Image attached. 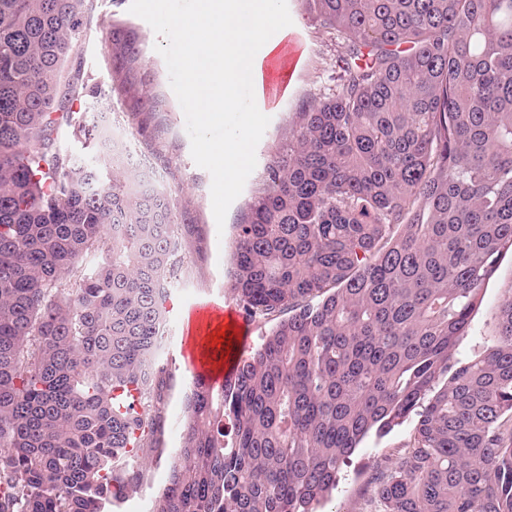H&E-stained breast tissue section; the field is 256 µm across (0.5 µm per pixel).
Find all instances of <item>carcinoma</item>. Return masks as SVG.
<instances>
[{"label": "carcinoma", "mask_w": 512, "mask_h": 512, "mask_svg": "<svg viewBox=\"0 0 512 512\" xmlns=\"http://www.w3.org/2000/svg\"><path fill=\"white\" fill-rule=\"evenodd\" d=\"M305 2L347 42L341 89L300 104L232 272L248 313L288 317L222 384L192 379L151 512H318L412 416L372 512H512L511 298L498 344L456 357L512 251V0ZM89 9L0 0V512H121L165 454L180 213L112 135L113 101L140 132L159 107L134 28L109 20L95 103L61 87Z\"/></svg>", "instance_id": "obj_1"}]
</instances>
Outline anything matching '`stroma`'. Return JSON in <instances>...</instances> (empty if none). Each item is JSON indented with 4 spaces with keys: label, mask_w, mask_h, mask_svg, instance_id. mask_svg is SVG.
<instances>
[{
    "label": "stroma",
    "mask_w": 512,
    "mask_h": 512,
    "mask_svg": "<svg viewBox=\"0 0 512 512\" xmlns=\"http://www.w3.org/2000/svg\"><path fill=\"white\" fill-rule=\"evenodd\" d=\"M292 27L299 35L303 52L297 69L282 100L269 112L271 121L256 148L257 169L248 177L242 193L229 208L224 227H217L211 201V176L198 167L191 156L190 139L185 129L184 112L169 84L166 63L156 51L160 38L142 18L130 14L128 4L114 5L112 0H93L87 17L80 49L68 62V70L79 73L83 82L104 90L111 83L104 62L109 36L108 20L117 14L137 29L142 61L148 74L150 94L163 99L161 115L164 129L158 136L137 134L123 105H116L115 127L136 145L147 167L153 169L158 185L170 188L186 228L182 230L183 263L173 300L186 307L200 302L235 304L231 289V271L236 246V226L251 204L260 184L262 166L276 155L286 152L288 132L297 122L301 101L321 100L338 92L340 70L336 59L344 42L332 30L323 28L303 8L301 0H288ZM512 298V254L503 255L495 275L484 290L481 305L475 310L467 336L457 346L460 358L483 355L498 341V314L501 305ZM164 360L176 369L178 389L167 406V425L163 446L175 450L181 442L183 427V391L191 373L171 351H163ZM414 420H406L386 435L369 434L355 450L348 466L323 504V512H371L373 487L370 475L379 462L409 443Z\"/></svg>",
    "instance_id": "stroma-1"
}]
</instances>
